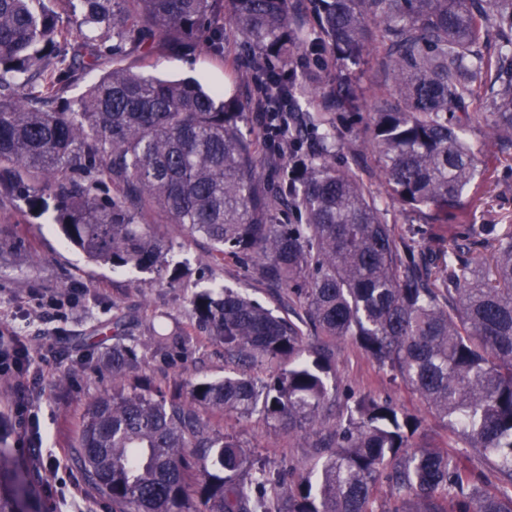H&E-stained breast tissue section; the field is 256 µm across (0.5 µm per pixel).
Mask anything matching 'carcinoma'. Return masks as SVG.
<instances>
[{"instance_id": "obj_1", "label": "carcinoma", "mask_w": 512, "mask_h": 512, "mask_svg": "<svg viewBox=\"0 0 512 512\" xmlns=\"http://www.w3.org/2000/svg\"><path fill=\"white\" fill-rule=\"evenodd\" d=\"M306 28L290 0H0V193L37 206L88 260L162 276L172 242L145 217L245 261L304 307L318 337L350 339L448 426L454 449L420 447V420L370 393L334 424L335 448L292 486L214 431L204 411L307 434L326 425L329 353L232 288L189 299V318L224 343V378L167 400L120 387L142 367L116 328L112 394L87 408L78 460L112 512H512V224H464L421 246L387 223L357 168L336 167V133L301 152L311 115L282 144L297 159L283 182L262 175L261 144L240 126L248 103L194 79L119 64L157 38L191 54L227 17L267 90L260 111L288 112L319 87L272 69L300 49L342 74L336 105L362 107L356 70L380 74L367 146L387 194L437 224L463 214L478 158L461 134L481 98L488 138L512 145V0H310ZM497 52L482 50L485 34ZM117 61L74 103L58 85L84 59ZM473 245L490 258L470 261ZM278 361L265 378L248 370ZM478 458L481 465L472 464ZM396 497L377 505L381 478ZM28 491L0 448V512Z\"/></svg>"}]
</instances>
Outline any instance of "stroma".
Masks as SVG:
<instances>
[{"label": "stroma", "instance_id": "1", "mask_svg": "<svg viewBox=\"0 0 512 512\" xmlns=\"http://www.w3.org/2000/svg\"><path fill=\"white\" fill-rule=\"evenodd\" d=\"M213 48L195 54L170 52L157 44L154 52L130 53L127 61L147 75L193 78L215 88L230 84L241 97L255 94V85L242 75L250 50L232 29ZM300 110L325 114L336 130V164L353 163L355 144L364 124L354 111L338 107L322 95L299 97ZM479 157L480 174L465 193L464 224L512 223V156L488 144L483 120L466 128ZM364 178L381 204L388 223L410 230L419 243L437 232L386 197L378 165L364 156ZM53 202L31 207L27 201L0 195V333L22 338L31 353L34 377L19 390L15 376L0 375V436L18 462L19 473L31 492L37 512H112V504L98 494L76 462L83 415L91 401L112 391V373L106 360L112 352V324L123 318L129 343L145 363L125 379L126 391L152 394L156 389L185 388L188 379H219L224 375V346L191 323L189 299L220 283L236 289L277 315L293 322L305 310L289 304L288 292L256 282L246 264L214 251L201 236L184 237L160 213L148 215L153 230L173 242L164 278L154 272H115L87 260L69 244L54 224ZM55 294L66 304L54 317L37 305L39 296ZM162 312L169 326L186 334L176 347L155 342L147 319ZM335 398L340 407L352 405L362 394L390 399L400 409L416 414L422 426L416 442L446 445L452 436L443 421L400 380L380 368L353 341L331 343ZM214 427L249 448L268 466L296 481L310 471L317 455L314 437L288 433L260 415L248 419L210 413Z\"/></svg>", "mask_w": 512, "mask_h": 512}]
</instances>
